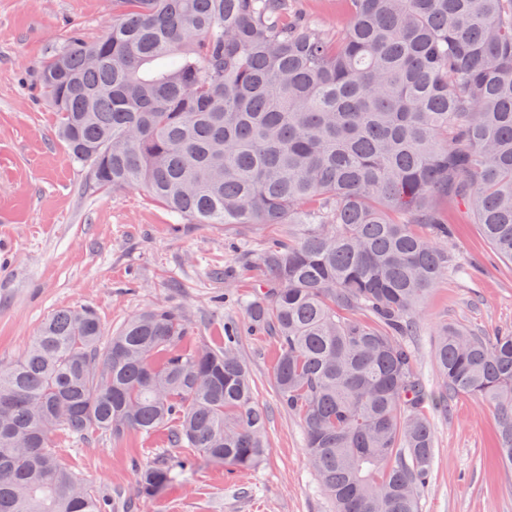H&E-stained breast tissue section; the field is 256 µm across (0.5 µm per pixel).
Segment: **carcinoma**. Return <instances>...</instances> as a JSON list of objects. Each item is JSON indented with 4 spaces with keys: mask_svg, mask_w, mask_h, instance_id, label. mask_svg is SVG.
<instances>
[{
    "mask_svg": "<svg viewBox=\"0 0 512 512\" xmlns=\"http://www.w3.org/2000/svg\"><path fill=\"white\" fill-rule=\"evenodd\" d=\"M113 2L103 36L40 69L59 138L94 188L142 187L190 224L283 226L247 315L278 338L275 390L336 512H419L425 407L450 394L495 406L512 469V331H439L433 392L408 343L426 293L466 272L448 204L512 262V0H343L334 32L292 0ZM187 335L166 305L114 333L90 307L53 312L0 363V512H108L59 434L167 427L175 448L260 464L267 415L234 329ZM172 468L136 466L140 496Z\"/></svg>",
    "mask_w": 512,
    "mask_h": 512,
    "instance_id": "carcinoma-1",
    "label": "carcinoma"
}]
</instances>
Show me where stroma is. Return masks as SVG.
Wrapping results in <instances>:
<instances>
[{"label":"stroma","instance_id":"obj_1","mask_svg":"<svg viewBox=\"0 0 512 512\" xmlns=\"http://www.w3.org/2000/svg\"><path fill=\"white\" fill-rule=\"evenodd\" d=\"M112 0H0V362L17 360L43 320L89 306L108 330L154 304L185 315L189 343L217 341L237 324L238 353L253 396L268 413L270 452L237 471L190 453L185 471L139 512H333L310 465L299 418L282 409L273 384L279 344L252 326L242 305L260 284V255L282 227L178 224L140 189L92 190L55 135L58 114L39 83L41 66L71 33L96 40L112 25ZM451 242L470 274L442 279L416 313L409 344L427 388L438 382L440 326L493 337L512 330V263L497 257L464 209H449ZM435 450L421 512H512V470L500 466L497 415L487 402L454 397L427 407ZM53 445L85 484L123 512L135 494L136 464L175 455L166 432L105 436L86 443L59 435Z\"/></svg>","mask_w":512,"mask_h":512}]
</instances>
